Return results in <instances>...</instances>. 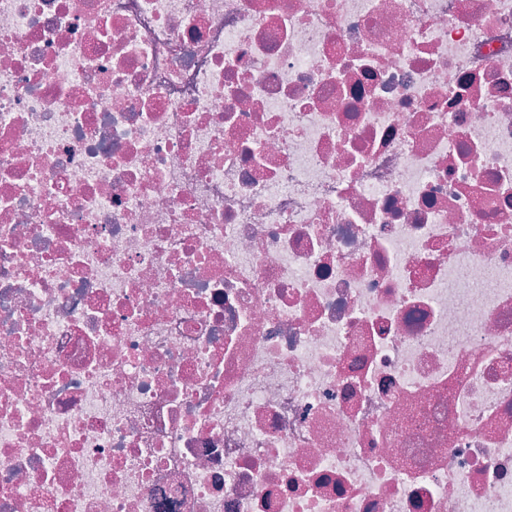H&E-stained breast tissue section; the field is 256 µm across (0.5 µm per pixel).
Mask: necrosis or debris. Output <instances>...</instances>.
I'll return each instance as SVG.
<instances>
[{"label": "necrosis or debris", "mask_w": 512, "mask_h": 512, "mask_svg": "<svg viewBox=\"0 0 512 512\" xmlns=\"http://www.w3.org/2000/svg\"><path fill=\"white\" fill-rule=\"evenodd\" d=\"M0 512H512V0H0Z\"/></svg>", "instance_id": "obj_1"}]
</instances>
